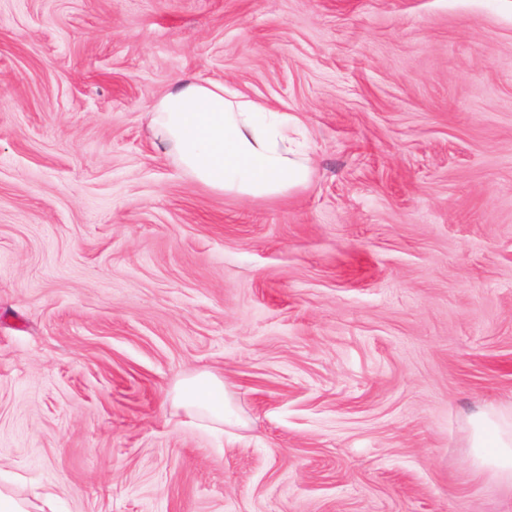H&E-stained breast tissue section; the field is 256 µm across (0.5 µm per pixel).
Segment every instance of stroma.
<instances>
[{"label":"stroma","instance_id":"1","mask_svg":"<svg viewBox=\"0 0 512 512\" xmlns=\"http://www.w3.org/2000/svg\"><path fill=\"white\" fill-rule=\"evenodd\" d=\"M295 114L218 194L180 77ZM224 379L242 420L189 417ZM512 0H0V471L57 512H512ZM152 115L160 149L214 192L275 197L309 182L310 167L291 146L297 118L224 83L179 78ZM181 405L189 413L206 412L227 425H240V417L230 408L224 380L211 374H200L186 379L178 389ZM474 461L482 469L512 477V417L486 411L475 416L471 434Z\"/></svg>","mask_w":512,"mask_h":512}]
</instances>
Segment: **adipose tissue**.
<instances>
[{
  "label": "adipose tissue",
  "instance_id": "obj_1",
  "mask_svg": "<svg viewBox=\"0 0 512 512\" xmlns=\"http://www.w3.org/2000/svg\"><path fill=\"white\" fill-rule=\"evenodd\" d=\"M160 149L195 180L217 193L275 197L300 189L310 167L292 146L296 117L239 96L219 82L177 79L152 108ZM178 395L190 413L204 412L227 425L240 424L223 380L200 374L182 382ZM475 463L512 476V416H475Z\"/></svg>",
  "mask_w": 512,
  "mask_h": 512
}]
</instances>
